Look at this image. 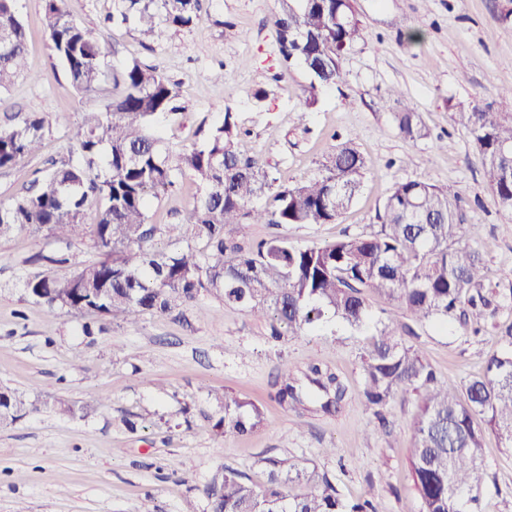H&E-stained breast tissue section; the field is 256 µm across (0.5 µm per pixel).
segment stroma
Wrapping results in <instances>:
<instances>
[{
	"mask_svg": "<svg viewBox=\"0 0 512 512\" xmlns=\"http://www.w3.org/2000/svg\"><path fill=\"white\" fill-rule=\"evenodd\" d=\"M200 21L142 41L134 23L112 25V0H63L62 7L98 42L106 70L132 62L154 66L180 84L182 117L159 122L165 144L200 141L219 123L222 106L237 112L240 148L265 162L278 183L319 177L321 164L343 141L366 161L352 206L334 224H251L248 240L283 236L325 244L375 229L376 214L402 179L454 185L466 198L465 233L484 254L490 285L512 289V213L494 202L469 136L451 118L449 101L478 99L512 113V0H354L366 30L346 56V80L305 108L308 76L281 64L270 18L276 0H201ZM27 36L26 76L0 93V125L13 113L43 117L40 152L0 170V201L21 195L47 161L76 152L69 126L101 105L100 94L77 91L45 31L43 0H15ZM421 30V42L407 36ZM223 79H215L216 70ZM400 89L429 131L404 139L382 98ZM190 179L152 200V223L174 224L198 196ZM56 256L55 264L37 255ZM90 238L63 245L22 231L0 239V387L37 392L39 412L0 426V512H207L203 494L212 476L231 467L266 482L262 460L289 457L317 468L342 499H369L373 512H421L410 467V422L419 400L401 392L388 406L387 429L351 402L338 414L296 416L270 398L281 361L317 357L358 390V336L329 322L302 335L270 336V323L212 294L200 296L185 319L144 313L134 324L97 314L49 310L29 299L33 274L69 275L92 263ZM512 324L503 306L479 336L462 337L426 324L411 342L438 376L464 384L501 350L499 330ZM232 390L258 405L263 420L245 435L222 433L217 401ZM93 405L84 418L60 405ZM486 485L481 512H512V447L484 436Z\"/></svg>",
	"mask_w": 512,
	"mask_h": 512,
	"instance_id": "stroma-1",
	"label": "stroma"
}]
</instances>
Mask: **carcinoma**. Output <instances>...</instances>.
<instances>
[{
  "mask_svg": "<svg viewBox=\"0 0 512 512\" xmlns=\"http://www.w3.org/2000/svg\"><path fill=\"white\" fill-rule=\"evenodd\" d=\"M62 0H44V19L55 53L72 85L97 92L106 72L97 42L74 23ZM201 0H112L106 20L136 24L147 40L167 29L200 21ZM271 22L285 65L300 63L309 82L305 104L321 90L344 81L346 54L363 38L365 26L348 0H277ZM25 26L13 0H0V90L27 74ZM120 93L103 99L69 129L77 154L53 162L26 192L0 202V238L22 229L68 244L90 236L99 258L69 277L37 274L25 293L50 310L96 312L136 322L146 312L183 315L203 293L220 296L256 318L272 317L302 335L335 319L365 336L359 352L362 378L352 396L342 376L315 358L301 367L284 362L271 382L272 397L302 417L315 406L333 415L353 397L385 421L384 409L399 392L419 396L411 422L410 464L422 512H479L485 485L484 432H496L512 447V325L506 346L490 354L480 373L458 386L437 376L414 345L413 328L369 309L366 293L383 297L418 324H454L462 336L476 335L471 318L512 302L487 288L489 270L479 248L464 239L465 199L454 187L400 180L390 188L379 227L324 245H299L272 237L239 239L248 224H333L351 205L365 160L344 142L323 163L322 175L293 186L276 184L265 163L238 149L237 115L224 108L222 121L204 132L200 145L172 149L154 125L180 115L179 84L138 62L112 72ZM400 135L429 136L418 113L393 88L384 100ZM452 120L470 137L481 158L487 186L512 212V115L472 100L448 102ZM46 133L37 115L15 116L0 126V169L36 154ZM188 177L199 195L164 232L186 246L157 252L149 242L150 198ZM206 241V252L190 241ZM224 417L216 427L239 435L260 422L259 408L224 391ZM40 401L7 388L0 393V424L39 412ZM261 487L224 469L204 487L208 512H368L369 501H345L316 468L290 458L265 457Z\"/></svg>",
  "mask_w": 512,
  "mask_h": 512,
  "instance_id": "carcinoma-1",
  "label": "carcinoma"
}]
</instances>
